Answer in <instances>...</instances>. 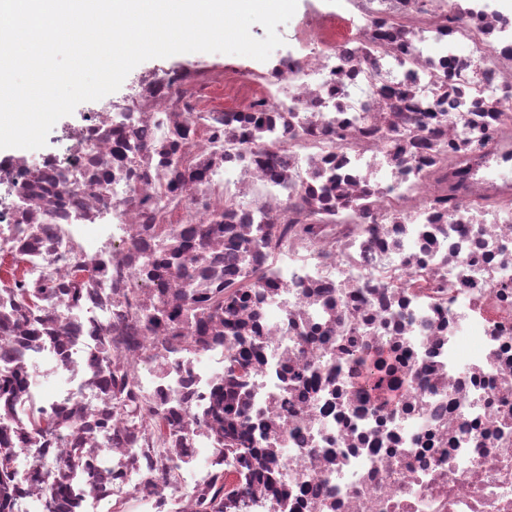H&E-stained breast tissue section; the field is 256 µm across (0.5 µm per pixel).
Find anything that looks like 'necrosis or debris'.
Returning <instances> with one entry per match:
<instances>
[{
    "instance_id": "necrosis-or-debris-1",
    "label": "necrosis or debris",
    "mask_w": 512,
    "mask_h": 512,
    "mask_svg": "<svg viewBox=\"0 0 512 512\" xmlns=\"http://www.w3.org/2000/svg\"><path fill=\"white\" fill-rule=\"evenodd\" d=\"M292 40L0 158V512H512V0Z\"/></svg>"
}]
</instances>
